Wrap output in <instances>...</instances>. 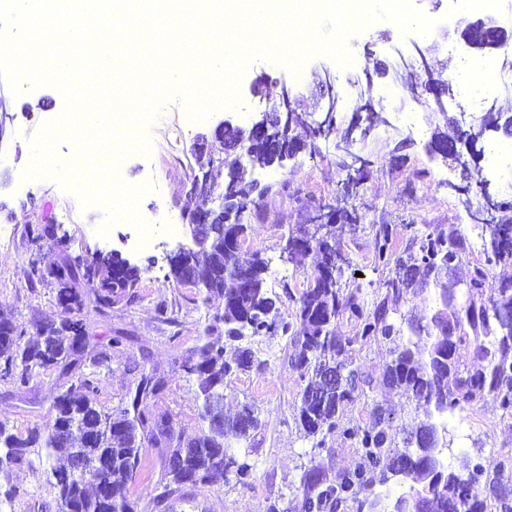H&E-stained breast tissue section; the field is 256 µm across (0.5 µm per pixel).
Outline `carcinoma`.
I'll list each match as a JSON object with an SVG mask.
<instances>
[{"mask_svg": "<svg viewBox=\"0 0 512 512\" xmlns=\"http://www.w3.org/2000/svg\"><path fill=\"white\" fill-rule=\"evenodd\" d=\"M431 82L441 95L454 90L441 76L418 79V95ZM512 119V103L497 102L482 116L479 127L466 135L465 142L476 147L471 158L484 156L491 143L489 128H500ZM296 136L290 146L315 155L319 142L332 136L344 139L349 128L330 122L313 129L304 110L291 113ZM442 162L471 181L479 169L470 166L465 155L446 153ZM274 163L267 142L253 139L242 163L214 167L211 173L224 187V196H240L241 208L234 211L236 223L226 222L228 214L207 215L209 239L192 254L185 265L194 272L189 279L181 272L168 273L177 284L190 283L205 298L222 299L223 310L216 313L204 330V337L182 358L180 368L195 382L201 401V426L190 438L176 430L165 414L152 411L149 402L165 390V376L152 369L141 373L129 400L111 411L97 406L92 398L96 386L94 372L79 374L55 402V415L42 429L22 437L0 422V474L8 473L33 458L60 455V463L50 466L47 481L54 492L59 512H136L129 484L142 462V450L151 446L164 459L159 485L162 492L153 500L159 506L187 488L209 486L229 476L244 478L250 465L235 447L250 440L260 427L256 407L244 404L232 417L224 415V381L250 370L257 357L252 348L239 346L232 357L224 346L210 340L221 330L232 342L244 338L288 337L292 353L290 365L298 376L295 406L297 420L306 437L321 448L328 436L340 433L352 441L361 462L355 468L329 477L319 465L301 476L297 487L301 512H413L414 501L423 512H512V461L491 459L472 463L464 457L459 465L444 463L443 450L450 447L445 416L464 410L487 395L493 396L502 414L512 416V282L494 288L488 266L512 265V200L486 198L484 210L488 232L486 264L471 269L466 284L470 300L453 316L448 304L456 300L452 277L465 252L464 237L455 232L429 231L413 235L401 251L394 248L389 224L372 225L375 237L374 269H390L383 298L367 303L360 290L345 291L341 281L345 271L331 267L341 259L336 242L355 233L363 215L345 205L326 214L319 226H291L281 247L288 262L314 252L319 262L307 276L306 288L293 292L284 288L291 307L283 316L278 299L269 295V261L259 252L244 260L241 249L229 236L246 238V216L256 207L252 173ZM142 270L124 269L115 257L93 252L80 272L60 276L57 302L62 309L58 322L34 326L31 334L17 331L8 318H0V377L7 378L18 391H25L35 369L57 368L65 375L91 363L98 368L106 358L87 352L83 324L70 317L79 304L72 283L82 278L92 287L96 307L110 308L135 297ZM433 287L441 305L430 322L409 325L411 336L403 339L389 320V305H397L409 289ZM346 319L352 335H336V325ZM376 340L392 344V359L382 382L414 403L413 422L401 428L393 425L391 411L381 402L372 403L368 419L348 425L345 417L372 387L371 379L355 364L356 348ZM470 352L484 362L472 370L459 362ZM341 368L347 378L329 381L327 370ZM403 449H398L397 438ZM224 451V463L215 460ZM411 482L409 491L389 500L390 491H381L391 480Z\"/></svg>", "mask_w": 512, "mask_h": 512, "instance_id": "1", "label": "carcinoma"}]
</instances>
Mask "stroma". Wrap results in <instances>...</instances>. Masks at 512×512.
<instances>
[{
  "label": "stroma",
  "mask_w": 512,
  "mask_h": 512,
  "mask_svg": "<svg viewBox=\"0 0 512 512\" xmlns=\"http://www.w3.org/2000/svg\"><path fill=\"white\" fill-rule=\"evenodd\" d=\"M415 38V33H405L397 27H368L349 39L354 56L351 66L342 68L328 58L317 57L305 62L302 72L291 75V84L311 104L324 93L322 71H330L335 78L336 123L346 126L354 112L348 98L353 81L362 76L365 68L390 64L391 45H399L406 56H414ZM283 72V67L267 61L252 62L245 69L238 86L240 107L234 112L238 122L248 121L259 107L249 90L251 81L258 76L273 80ZM0 93L13 117L11 141L0 150V228L12 232L10 244L0 246V313L9 315L14 325L26 332L38 323L58 319V282L50 271L66 259L78 262L90 250H115L145 267L132 302L94 311L83 318L89 350L108 355L106 365L96 372L95 399L100 408L112 410L134 391L142 371L157 370L165 374L168 385L162 398L155 402V410L170 414L176 429L185 435L195 434L199 422L196 386L184 376L179 362L203 336L210 317L221 309L222 302L217 298L203 301L199 289L168 280L164 256L189 240V230L182 227L181 221L182 210L188 204L186 183L196 167L191 152L193 138L222 120L223 111H216L207 121L192 123L179 102H170L144 131L151 144L149 151L122 158L119 176L123 181L153 187L152 192L139 199L137 209L143 220L154 225L155 236L149 243L135 247L131 240L136 228L130 221H118L109 226L108 232H101L104 212L96 207L81 209L76 197L56 177H23L31 162L28 141L51 118L40 104L49 100L62 102L60 90L42 86L17 94L6 84L0 86ZM373 97L388 112L391 123L377 125L357 145L373 165L357 199L365 214L363 223L340 246L349 260L345 282L351 287L362 285L366 300L384 296L391 272L374 270L372 262V227L382 222L392 226L394 245L399 249L407 245L413 229H459L466 239V251L456 278L465 280L468 266L486 260L483 242L476 235L479 223L474 218L482 198L476 189L466 196L455 192L452 185L458 180L456 172L432 161L428 152L435 132L456 134V126L449 121L458 112L455 103L446 102L445 114L434 113L410 98L390 78L380 75L373 78ZM172 125L182 127L185 138L166 158L162 149ZM402 134L410 136L412 143L399 151L395 145ZM262 179L273 189L249 216L242 250L258 251L271 258L267 283L270 293H282L287 287L298 292L305 276L313 270V261L305 259L299 266L283 262L280 244L289 225L305 223L319 204L334 202L339 175L332 141H321L319 155H302L294 167L263 171ZM63 208L70 210L72 217L62 224L57 216ZM172 224L181 227L174 238L167 233ZM37 227L44 231L38 239L32 235ZM34 265L43 270V278H29L28 271ZM118 335L124 336L125 341L116 349L112 339ZM252 347L258 367L233 377L224 389L225 413H235L241 403L249 402L260 414L261 425L246 450L251 466L246 482H218L189 491L183 499L151 508L158 492L162 460L155 449L147 448L142 467L130 485L137 512H269L274 503L287 512H300L296 488L304 470L318 464L333 476L354 465L357 456L342 435L328 438L322 448L304 438L296 418L297 375L287 363V338L264 337L255 340ZM390 359L389 346L382 341L371 342L356 354L357 364L375 384L370 398L386 400L396 424L401 425L409 421L412 405L405 395L380 384ZM68 387V379L55 369L37 370L23 394L0 380V422L19 435L43 427L55 413L56 398ZM448 429L454 437L447 453L449 464H456L458 457L464 455L481 462L512 454V418L503 416L493 398L450 414ZM46 475V464L37 462L15 470L11 477L1 476L0 484L12 485L16 494L11 505L0 512H58Z\"/></svg>",
  "instance_id": "obj_1"
}]
</instances>
